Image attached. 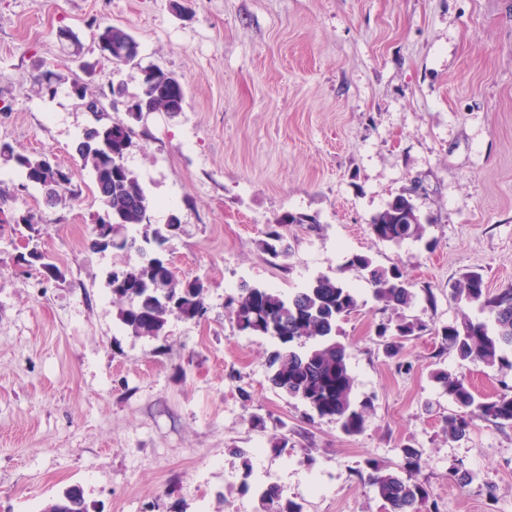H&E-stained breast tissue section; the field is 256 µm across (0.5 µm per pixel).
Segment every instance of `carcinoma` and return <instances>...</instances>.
Segmentation results:
<instances>
[{
	"mask_svg": "<svg viewBox=\"0 0 512 512\" xmlns=\"http://www.w3.org/2000/svg\"><path fill=\"white\" fill-rule=\"evenodd\" d=\"M98 42L112 47L116 65L133 63L132 56L125 53L138 45L130 31L106 26L99 32ZM139 100L141 106L159 111L172 103L181 107L185 91L179 79L165 71L142 78ZM136 136L130 120L97 123L84 129L74 148L82 166L94 174L101 203L96 216L112 215V240H121L112 248L126 253L121 265L130 287L110 288L112 301L120 304L119 321L131 335L153 340L163 334L170 317L197 320L207 307L205 287L198 280L185 282L173 273L169 291L155 287L165 271L157 255L167 251L166 244L174 232L169 223H152L156 201L125 163ZM0 158L13 163L28 184L50 190L51 202L57 200V188L71 183L74 176L72 170L51 164L45 153L16 154L7 147L0 148ZM370 229L378 240L393 244L422 238L425 227L413 203L412 191L396 195L373 217ZM132 251L138 255L134 262L128 256ZM27 262L49 275L56 273L55 265L36 247L29 252ZM350 266L366 273L376 301L394 310L410 306L414 298L412 284L399 268L376 266L363 255L353 256ZM454 293L474 306L477 315L464 314L461 321L437 330L442 344L463 362L512 368L505 356L506 349H512V286L492 292L481 274L471 272L455 283ZM229 305L239 332L267 337L275 343L269 358V381L273 387L303 402L319 417L335 419L346 435L363 432L369 402L355 400V379L348 366L349 347L337 340L340 321L359 307L352 289L326 275L316 277L291 296L244 284L237 296L230 298ZM434 379L456 406L445 418L448 438L465 437L477 419L512 424L511 391L506 389L479 401L463 374L440 370L434 373ZM402 453L408 467L406 475L372 463L368 484L384 502L386 512H422L430 493L417 478L421 454L410 447L402 448ZM256 499L260 512H301L291 504L286 510L281 507V491L275 484L258 485ZM41 512H88L83 490L78 486L66 489L49 500Z\"/></svg>",
	"mask_w": 512,
	"mask_h": 512,
	"instance_id": "1",
	"label": "carcinoma"
}]
</instances>
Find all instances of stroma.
I'll list each match as a JSON object with an SVG mask.
<instances>
[{
    "mask_svg": "<svg viewBox=\"0 0 512 512\" xmlns=\"http://www.w3.org/2000/svg\"><path fill=\"white\" fill-rule=\"evenodd\" d=\"M109 25L140 44L118 75L128 93L149 64L185 90L182 111L137 123L126 157L160 203L153 223L181 221L167 248L179 278L206 287L204 319L170 318L155 340L116 317L106 275L121 255L88 246L100 205L73 151L94 118L70 86L105 82ZM1 143L75 176L51 205L0 163V512H40L75 485L89 512H255L250 477L301 512H385L362 473L401 470L406 446L439 512H512V425L449 440L455 405L432 378L465 373L480 399L512 386V368L461 364L434 334L471 313L451 293L464 274L512 284V0H0ZM410 186L424 240L379 241L372 218ZM28 213L38 235L15 222ZM288 213L300 221L275 258L265 232ZM34 248L56 276L24 264ZM356 254L413 283L403 317L429 329L397 355ZM319 275L359 298L340 324L372 401L354 436L271 386L273 341L238 333L226 306L241 285L291 295Z\"/></svg>",
    "mask_w": 512,
    "mask_h": 512,
    "instance_id": "1",
    "label": "stroma"
}]
</instances>
